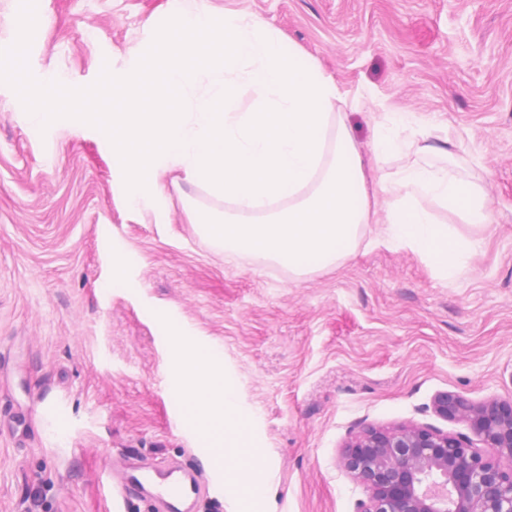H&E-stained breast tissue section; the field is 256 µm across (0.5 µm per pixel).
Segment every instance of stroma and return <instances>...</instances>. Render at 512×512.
Returning a JSON list of instances; mask_svg holds the SVG:
<instances>
[{"instance_id":"stroma-1","label":"stroma","mask_w":512,"mask_h":512,"mask_svg":"<svg viewBox=\"0 0 512 512\" xmlns=\"http://www.w3.org/2000/svg\"><path fill=\"white\" fill-rule=\"evenodd\" d=\"M176 2L37 0L29 67L89 86L142 55ZM208 2L271 22L364 95L347 113L361 150L372 113H414L494 199L484 250L449 278L363 244L300 279L225 262L195 223L223 198L174 169L168 223L134 213L107 136L34 128L0 84V512H111L98 480L122 451L207 466L206 439L169 424L183 412L174 327L215 350L256 416L269 489L235 512H354L365 492L339 457L359 425L459 433L434 413L438 393L512 400V0Z\"/></svg>"}]
</instances>
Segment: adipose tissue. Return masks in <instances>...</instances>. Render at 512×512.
<instances>
[{
  "mask_svg": "<svg viewBox=\"0 0 512 512\" xmlns=\"http://www.w3.org/2000/svg\"><path fill=\"white\" fill-rule=\"evenodd\" d=\"M171 370L184 395L185 420L211 443L225 480L237 485L245 499L262 500L267 473L248 438L252 419L241 407L235 381L214 370L212 350L197 347L179 332L174 335Z\"/></svg>",
  "mask_w": 512,
  "mask_h": 512,
  "instance_id": "ef3b65f1",
  "label": "adipose tissue"
}]
</instances>
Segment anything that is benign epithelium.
Returning a JSON list of instances; mask_svg holds the SVG:
<instances>
[{
    "label": "benign epithelium",
    "instance_id": "1",
    "mask_svg": "<svg viewBox=\"0 0 512 512\" xmlns=\"http://www.w3.org/2000/svg\"><path fill=\"white\" fill-rule=\"evenodd\" d=\"M434 412L463 424L452 434L428 425H362L344 446L340 466L366 492L355 512H512V403L473 402L438 394Z\"/></svg>",
    "mask_w": 512,
    "mask_h": 512
}]
</instances>
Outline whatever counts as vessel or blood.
I'll return each instance as SVG.
<instances>
[{"label":"vessel or blood","instance_id":"1","mask_svg":"<svg viewBox=\"0 0 512 512\" xmlns=\"http://www.w3.org/2000/svg\"><path fill=\"white\" fill-rule=\"evenodd\" d=\"M211 488L210 479L189 466L143 463L127 453L113 456L104 484L117 501V512H135L136 503L144 499L154 512H197Z\"/></svg>","mask_w":512,"mask_h":512}]
</instances>
